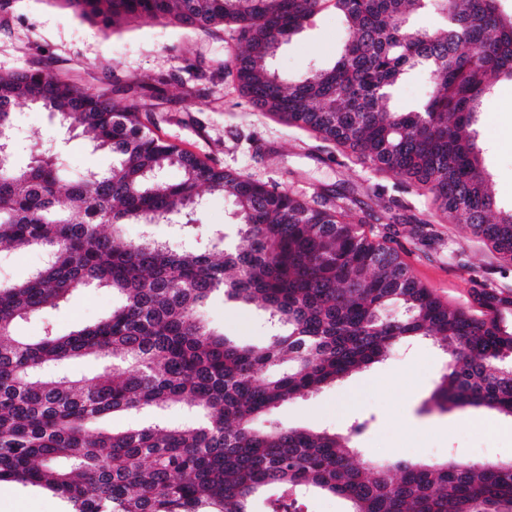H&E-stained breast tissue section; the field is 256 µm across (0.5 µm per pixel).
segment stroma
<instances>
[{"mask_svg": "<svg viewBox=\"0 0 512 512\" xmlns=\"http://www.w3.org/2000/svg\"><path fill=\"white\" fill-rule=\"evenodd\" d=\"M345 38L341 18L328 12L316 15L281 43L271 66L285 79L314 64L331 66ZM240 46L230 25L203 31L143 20L106 34L65 0H7L0 7V74L41 69L69 78L90 93L118 91L135 82L159 87L160 100H144L155 108L154 132L215 167L278 184L309 200L327 188L349 192L359 201L353 217L363 219L365 229L377 233L386 227L377 219L374 196L392 198L396 222L389 228L394 247L411 275L448 304L471 305L474 269L495 285L512 288V267L501 268L496 253L472 237L463 218L450 222L440 218L429 194L405 188L395 176L374 173L351 162L334 145L256 111L239 92L232 71ZM190 88L195 91L191 97L186 94ZM13 121L27 139L46 142L59 133L54 118L26 104L14 107ZM478 132L495 196L512 205L511 80L495 81ZM63 160L72 177L112 165L110 152L94 149L80 137L68 143ZM195 217L198 226L189 232L170 224L148 229L129 224L123 236L135 240L148 230L171 246L199 250L210 248L211 232L220 228L225 244L238 243L230 199L204 195ZM421 223L440 232L442 243L416 244L412 229ZM452 248L461 251V260L449 258ZM118 303V295L109 287L81 289L60 307L47 310L44 319L18 323L15 333L38 338L49 321L64 335L95 323ZM202 315L208 327L236 343L258 344L266 338V313L259 304H241L219 295L205 305ZM447 363V354L432 340L416 339L335 386L279 406L271 418L284 425L339 433L353 422H362L365 428L354 443L365 461L512 459L511 419L483 408L430 410L429 399ZM192 419V412L177 406L116 413L108 424L121 431L155 423L181 426ZM478 423L494 425L495 433L475 431ZM0 512H67V507L45 490L0 483Z\"/></svg>", "mask_w": 512, "mask_h": 512, "instance_id": "1", "label": "stroma"}]
</instances>
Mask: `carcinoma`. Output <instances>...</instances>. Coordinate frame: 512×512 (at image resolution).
I'll use <instances>...</instances> for the list:
<instances>
[{"label": "carcinoma", "instance_id": "1", "mask_svg": "<svg viewBox=\"0 0 512 512\" xmlns=\"http://www.w3.org/2000/svg\"><path fill=\"white\" fill-rule=\"evenodd\" d=\"M108 32L137 20L185 28L234 25L233 69L260 112L308 130L354 161L427 191L446 219L512 265V207L491 191L476 139L493 77L512 79V14L501 0H64ZM332 10L347 35L331 67L285 81L270 62L281 40ZM426 14L441 17L428 29ZM413 72L430 76L409 111L386 107ZM125 97L88 93L28 69L0 75V253L37 247L43 263L0 283V483L48 490L69 512H303L320 491L348 512H512V462L355 464L352 437L280 424L275 407L385 360L417 338L449 354L432 395L442 411L484 407L512 418V289L471 278L476 309L452 306L417 282L388 233L367 235L347 196L290 189L212 166L163 140ZM39 105L112 153L107 171L66 178L55 142L12 135L13 109ZM28 155L18 165L13 156ZM182 177L172 182L167 172ZM229 196L242 243L217 257L178 251L119 228L186 227L200 189ZM112 288L120 304L97 322L36 341L13 335L79 288ZM222 294L259 302L274 333L240 345L204 324L199 306ZM95 355L110 373L75 379L62 366ZM283 363L288 372L262 376ZM186 403L196 421L115 431L120 411Z\"/></svg>", "mask_w": 512, "mask_h": 512}]
</instances>
